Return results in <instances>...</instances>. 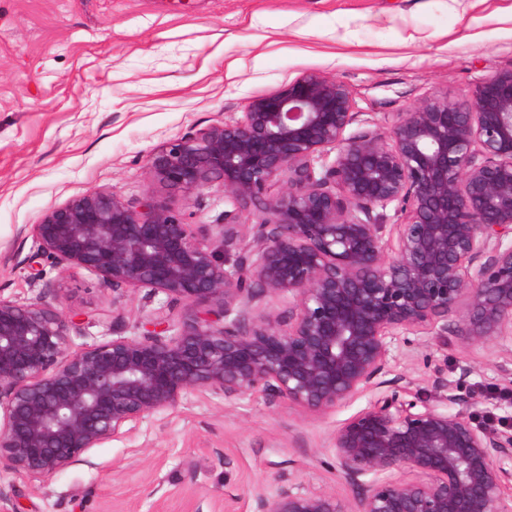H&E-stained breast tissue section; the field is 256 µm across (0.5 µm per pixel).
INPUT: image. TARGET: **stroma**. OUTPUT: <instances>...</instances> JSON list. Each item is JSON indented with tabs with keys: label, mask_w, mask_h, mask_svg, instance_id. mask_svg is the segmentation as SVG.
I'll use <instances>...</instances> for the list:
<instances>
[{
	"label": "stroma",
	"mask_w": 512,
	"mask_h": 512,
	"mask_svg": "<svg viewBox=\"0 0 512 512\" xmlns=\"http://www.w3.org/2000/svg\"><path fill=\"white\" fill-rule=\"evenodd\" d=\"M0 0V298L28 303L56 288L63 313L93 315L74 348L153 324L185 305L142 288L113 302L84 269L44 264L30 279L33 234L51 210L98 190L132 204L161 193L147 159L183 135L241 118L256 97L317 74L347 85L363 118L388 127L425 97L459 98L512 69V0ZM189 224L224 221V186L170 197ZM499 347L461 349L455 335L400 337L385 381L426 395L460 379L482 418L512 426V382ZM323 415L261 395L192 393L132 434L45 481L0 466L20 512H256L255 494L294 480L352 496L331 437L375 397Z\"/></svg>",
	"instance_id": "obj_1"
}]
</instances>
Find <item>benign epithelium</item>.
Wrapping results in <instances>:
<instances>
[{"mask_svg": "<svg viewBox=\"0 0 512 512\" xmlns=\"http://www.w3.org/2000/svg\"><path fill=\"white\" fill-rule=\"evenodd\" d=\"M359 116L345 84L302 76L151 153L166 194L134 207L91 191L34 225L35 258L120 295L163 292L189 314L170 336L74 351L89 313H61L50 287L30 303L0 298V465L43 481L190 393L324 413L382 386L401 334L451 328L465 351L512 343V70L459 100L426 98L387 132L349 133ZM215 181L260 217L226 211L210 225L221 258L168 197ZM275 181L285 191L271 195ZM436 389L423 399L397 379L336 428L352 498L291 484L257 493V512H512V429L480 424L458 384Z\"/></svg>", "mask_w": 512, "mask_h": 512, "instance_id": "obj_1", "label": "benign epithelium"}]
</instances>
